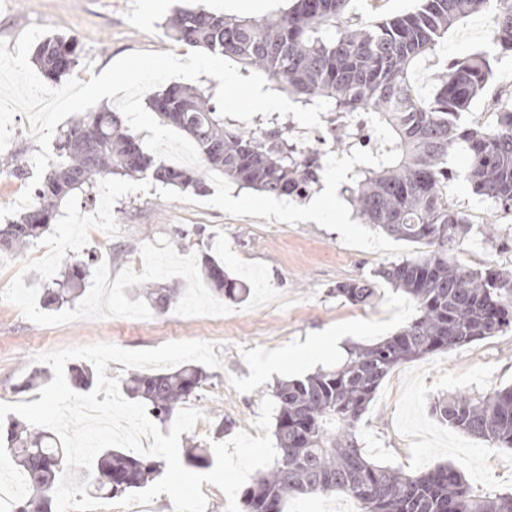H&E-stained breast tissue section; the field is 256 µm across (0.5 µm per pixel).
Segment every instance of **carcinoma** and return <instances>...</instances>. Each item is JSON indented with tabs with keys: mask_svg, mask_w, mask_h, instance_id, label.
Here are the masks:
<instances>
[{
	"mask_svg": "<svg viewBox=\"0 0 512 512\" xmlns=\"http://www.w3.org/2000/svg\"><path fill=\"white\" fill-rule=\"evenodd\" d=\"M350 0H292L274 15L237 19L203 8L179 9L167 21L173 39L200 46L266 73L302 106L330 102L325 122L343 127L338 144L355 145L364 130L378 127L380 143L369 166L354 167L342 192L361 223L398 240L422 246L417 254L378 269L371 279L336 284V296L369 305L383 282L403 292L417 315L396 334L372 345L354 346L334 370L278 383L274 435L276 461L242 493L244 512H285L299 495L341 492L360 512H512V494L472 492L464 475L441 464L420 474L369 461L359 446L361 418L382 381L400 365L481 341L512 328V274L494 267L469 269L456 259L470 231L466 215L448 198V156L457 145L467 153L465 178L475 194L495 209L512 211V91L500 97L489 124L461 122L494 79V59L484 52L454 59L433 93H415L412 75L439 39L466 17L494 14L493 42L512 55V10H494L493 0H419L414 11L364 20L349 13ZM74 39L48 37L33 58L44 76L59 80L77 64ZM151 111L189 136L200 166L179 168L155 161L117 113H82L56 142L53 162L35 192L34 205L0 229V250L14 251L40 236L72 192L111 175L149 176L153 181L198 194L208 191L206 174L218 171L242 187L277 197L303 199L319 184L324 153L302 146L276 120L245 130L221 117L211 97L196 88L172 85L148 100ZM206 278L218 296L240 302L248 285L204 256ZM88 262L71 256L62 278L44 292L46 308L77 297ZM149 305L167 311L180 289L151 285L140 292ZM72 383L85 391L97 384L92 369H72ZM207 371L187 365L173 372L133 374L126 394L149 406L160 421L197 397ZM431 413L442 423L505 448H512V386L485 395L454 393L437 398ZM0 441L32 495L13 512H56L54 490L64 469V452L54 434L23 421L0 431ZM188 464L207 467V449L189 448ZM165 466L117 449L95 459L88 492L100 498L142 489Z\"/></svg>",
	"mask_w": 512,
	"mask_h": 512,
	"instance_id": "1",
	"label": "carcinoma"
}]
</instances>
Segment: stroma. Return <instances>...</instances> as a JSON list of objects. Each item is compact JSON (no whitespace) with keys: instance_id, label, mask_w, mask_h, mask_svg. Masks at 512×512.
I'll return each instance as SVG.
<instances>
[{"instance_id":"1","label":"stroma","mask_w":512,"mask_h":512,"mask_svg":"<svg viewBox=\"0 0 512 512\" xmlns=\"http://www.w3.org/2000/svg\"><path fill=\"white\" fill-rule=\"evenodd\" d=\"M216 0H12L0 13V39L15 51L19 35L32 24L52 34L77 38L81 52L72 74L81 81L101 74L131 52H174L186 57L191 48L171 39L164 23L175 9ZM486 16L476 13L442 39L434 56L416 69L414 84L430 94L449 60L484 51L495 56L491 94L512 88V57H498L485 30ZM368 151L330 155L319 185L308 200L297 202L261 194L207 176V193L182 191L159 183L148 193H132L116 202L113 213L120 235L92 230L85 247L110 276L127 267L142 272L141 246L166 236L179 255L208 253L220 258L230 276L246 280L248 298L225 316L184 317L175 311L153 312L146 320L81 319L45 327L26 319L14 305L0 301V401H38L37 390L22 384L38 369L36 354L68 346L112 342L138 350L170 341L214 343L219 367L194 400L204 420L181 434L180 446L211 448L239 431L261 436L254 422L264 396L280 381L301 379L336 367L348 348L370 345L397 333L416 314L402 293L381 285L368 306L336 297L338 282L369 278L383 266L411 256L417 246L396 240L360 223L343 196L329 198L331 182H343ZM467 156L454 150L448 167L454 177L448 195L467 215L472 232L457 257L477 270L494 266L512 271V213L492 209L473 193L463 176ZM500 230L486 237L487 225ZM202 235H193V227ZM316 342L318 358L298 351ZM276 359L281 367L265 373ZM512 384V330L463 347L402 364L381 383L359 425V439L371 460L419 473L441 463L458 468L476 494L512 491V449L498 448L439 422L430 412L434 399L451 393L485 394Z\"/></svg>"}]
</instances>
